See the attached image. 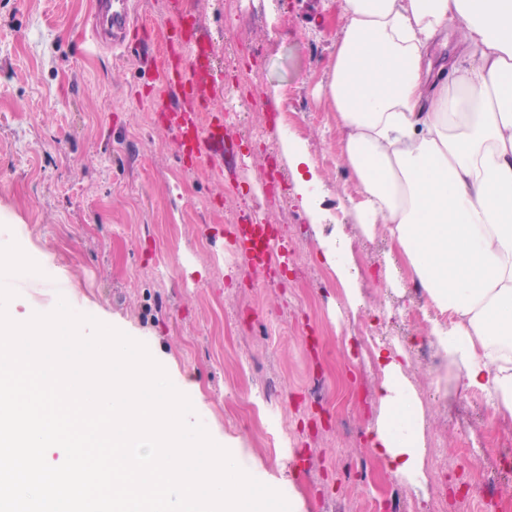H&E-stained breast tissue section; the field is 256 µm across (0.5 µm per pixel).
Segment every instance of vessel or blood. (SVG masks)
<instances>
[{
  "mask_svg": "<svg viewBox=\"0 0 512 512\" xmlns=\"http://www.w3.org/2000/svg\"><path fill=\"white\" fill-rule=\"evenodd\" d=\"M184 0H166L163 40L170 56L162 65L165 94L156 98V111L169 115L170 132L181 157L222 153L224 119L204 121L201 109L224 96V83L212 66V48L182 21ZM139 26L135 0H99L86 31L93 44L108 43L119 49L135 35ZM254 270L265 271L273 259L287 258L288 245L273 238L259 222L237 225L231 241Z\"/></svg>",
  "mask_w": 512,
  "mask_h": 512,
  "instance_id": "1",
  "label": "vessel or blood"
}]
</instances>
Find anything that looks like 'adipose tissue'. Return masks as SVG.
<instances>
[{"label": "adipose tissue", "instance_id": "adipose-tissue-1", "mask_svg": "<svg viewBox=\"0 0 512 512\" xmlns=\"http://www.w3.org/2000/svg\"><path fill=\"white\" fill-rule=\"evenodd\" d=\"M343 16L329 90L355 210L446 314L431 331L461 389L512 415V0H344ZM450 37L465 57L439 84L428 49ZM383 373L374 445L409 474L419 406L400 364Z\"/></svg>", "mask_w": 512, "mask_h": 512}]
</instances>
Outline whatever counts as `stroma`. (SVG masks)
<instances>
[{"label": "stroma", "instance_id": "1", "mask_svg": "<svg viewBox=\"0 0 512 512\" xmlns=\"http://www.w3.org/2000/svg\"><path fill=\"white\" fill-rule=\"evenodd\" d=\"M97 2L0 0V246L18 243L41 268L9 278L16 313L50 312L63 296L143 342L173 385L192 382L194 420L299 512H362L373 497L430 512L474 466L512 512V468L483 447L491 428L512 438V417L461 391L430 332L439 311L402 263H386L383 225L366 229L353 209L359 186L339 161L328 88L340 0H187L223 76L216 109L231 115L220 177L180 158L152 110L162 83L144 59L167 55L164 0H140L143 29L118 56L82 41ZM252 213L294 247L271 280L227 247L230 225ZM380 351L396 354L426 422L408 476L372 445ZM343 376L365 400L342 414Z\"/></svg>", "mask_w": 512, "mask_h": 512}]
</instances>
